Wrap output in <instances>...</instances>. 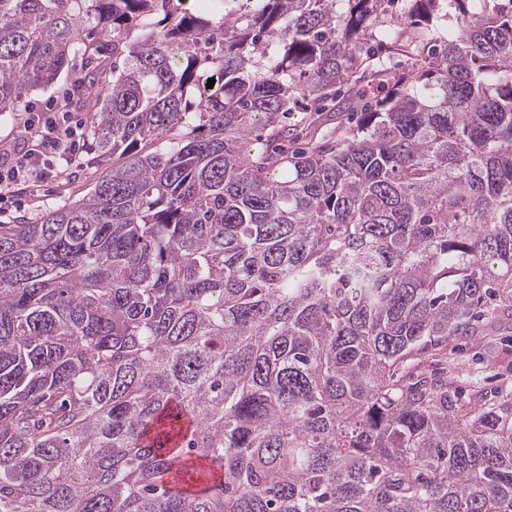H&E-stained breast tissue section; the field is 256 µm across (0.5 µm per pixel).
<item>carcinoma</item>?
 I'll use <instances>...</instances> for the list:
<instances>
[{
  "mask_svg": "<svg viewBox=\"0 0 512 512\" xmlns=\"http://www.w3.org/2000/svg\"><path fill=\"white\" fill-rule=\"evenodd\" d=\"M183 4L0 0L112 162L0 224V512H512V394L398 377L512 313V0ZM348 112H308L304 106H298L287 115L288 125L291 128L303 129L307 133V141L318 142L322 135L334 127L341 120H350L352 114Z\"/></svg>",
  "mask_w": 512,
  "mask_h": 512,
  "instance_id": "1",
  "label": "carcinoma"
}]
</instances>
